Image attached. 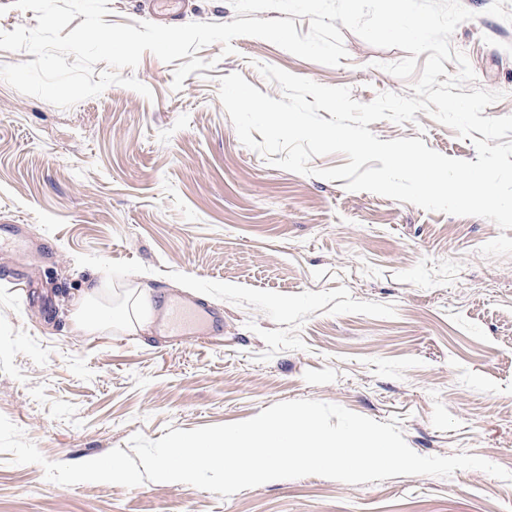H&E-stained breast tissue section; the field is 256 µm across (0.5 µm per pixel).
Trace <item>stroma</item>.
Wrapping results in <instances>:
<instances>
[{
	"mask_svg": "<svg viewBox=\"0 0 512 512\" xmlns=\"http://www.w3.org/2000/svg\"><path fill=\"white\" fill-rule=\"evenodd\" d=\"M474 19L450 43L478 87L501 92L484 116L512 115V0H462ZM178 24L226 23L228 0H178ZM338 66L266 40L199 50L210 66L173 90L174 65L144 53L135 77L62 109L0 80V415L53 462L79 463L134 434L240 422L311 399L398 420L423 456L467 453L512 471V255L481 247L487 219L424 210L270 166L244 146L218 97L238 73L279 98L259 65L362 103L413 97L384 66L405 50L344 31ZM476 160L470 140L424 112L369 125ZM99 287L103 327L74 303ZM198 299L224 313L216 337L174 344L114 322L126 292ZM0 512H512V482L483 471L351 485L275 480L230 497L187 484L65 486L0 453Z\"/></svg>",
	"mask_w": 512,
	"mask_h": 512,
	"instance_id": "1",
	"label": "stroma"
}]
</instances>
